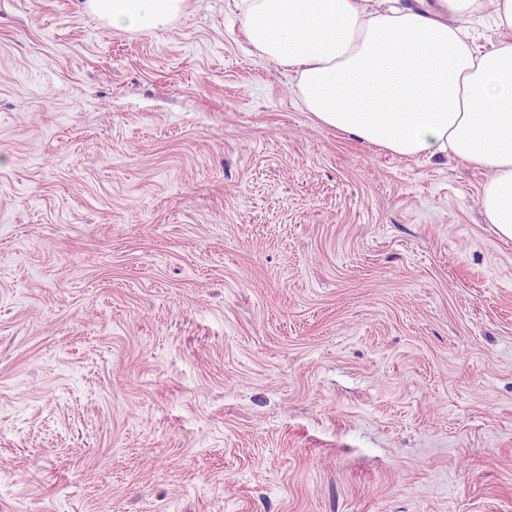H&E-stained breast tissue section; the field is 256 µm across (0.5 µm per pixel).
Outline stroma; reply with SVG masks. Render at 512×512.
Here are the masks:
<instances>
[{
    "instance_id": "obj_1",
    "label": "stroma",
    "mask_w": 512,
    "mask_h": 512,
    "mask_svg": "<svg viewBox=\"0 0 512 512\" xmlns=\"http://www.w3.org/2000/svg\"><path fill=\"white\" fill-rule=\"evenodd\" d=\"M225 0H0V512H512L489 174L324 129ZM99 18L114 28L155 29L176 17L186 0H87Z\"/></svg>"
}]
</instances>
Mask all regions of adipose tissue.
<instances>
[{"mask_svg":"<svg viewBox=\"0 0 512 512\" xmlns=\"http://www.w3.org/2000/svg\"><path fill=\"white\" fill-rule=\"evenodd\" d=\"M186 0H87L115 28L155 29ZM494 39L463 24L482 0H226L261 57L288 67L321 127L405 159L452 156L489 172L482 208L512 241V0Z\"/></svg>","mask_w":512,"mask_h":512,"instance_id":"1","label":"adipose tissue"}]
</instances>
